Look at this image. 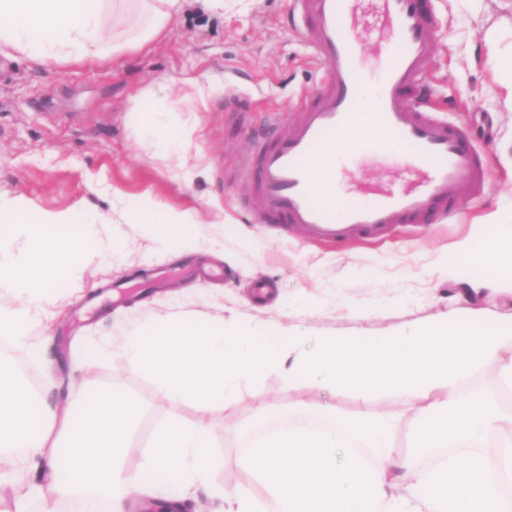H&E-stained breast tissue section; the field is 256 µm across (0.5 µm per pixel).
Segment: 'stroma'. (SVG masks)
<instances>
[{
    "label": "stroma",
    "instance_id": "35a3bbf8",
    "mask_svg": "<svg viewBox=\"0 0 512 512\" xmlns=\"http://www.w3.org/2000/svg\"><path fill=\"white\" fill-rule=\"evenodd\" d=\"M431 10L432 99L484 151L487 182L450 220L401 224L382 239L336 245L309 240L292 226L255 223L241 205L248 188L246 124L268 111L295 118L299 98L322 76L292 0H226L220 14L189 0L161 37L91 65L0 58L7 65L0 72V211L19 207L33 220L76 211L93 220L103 243L78 279L58 285L38 308V356L10 348L15 362L37 377L48 407L61 404L76 380L89 391L120 389L147 405L141 448L168 417L207 424L215 442L208 484L187 502L224 512L215 489L255 485L233 460L257 426L258 401H267L277 420L315 404L349 415L355 396L292 385L283 371L267 369L234 402L204 408L190 393L160 396L157 381L120 356L81 364L84 342L118 341L164 315L246 326L278 322L309 335L381 336L457 311L462 283L449 263L457 244L490 232L488 216L512 225V101L505 74L493 67L494 59L512 58V0H431ZM358 15L361 49L378 67L390 45L377 0H361ZM230 97L247 100L251 111H228ZM170 108L188 131L185 141L172 152L148 147L132 113ZM343 176L342 194L362 201L415 180L401 159L379 150L359 153ZM155 205L192 210L203 243L167 252L152 227L131 219ZM218 206L220 224L213 221ZM370 406L397 421V448L406 450L417 415L404 397L378 391ZM41 479L27 458H17L10 481L0 485V507L43 512V499L25 494Z\"/></svg>",
    "mask_w": 512,
    "mask_h": 512
}]
</instances>
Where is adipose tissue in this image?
Wrapping results in <instances>:
<instances>
[{
  "label": "adipose tissue",
  "mask_w": 512,
  "mask_h": 512,
  "mask_svg": "<svg viewBox=\"0 0 512 512\" xmlns=\"http://www.w3.org/2000/svg\"><path fill=\"white\" fill-rule=\"evenodd\" d=\"M186 0H0V48L33 63L48 59L86 61L103 56L107 16L135 12L137 23L120 42L136 50L158 38ZM154 144L174 148L187 132L173 112H141ZM136 223L156 225L164 245L184 249L201 231L192 211L146 208ZM14 228L24 249L13 254L0 234V282L18 303L0 309V332L28 346L32 312L60 282L76 278L80 259L94 256L99 241L79 213H46L38 221L16 214ZM465 265L491 269L489 285L512 294V257L502 232L461 242ZM128 364L156 378L163 396L193 395L204 404L234 398L245 377L263 368L284 370L289 383L313 381L353 392L360 405L352 417H332L321 428L296 423L267 432L237 459L263 490H224L226 512H512L505 488L512 484V412L489 400L461 402L465 378L498 365L512 390V325L474 311L395 329L387 336L305 335L278 325L248 332L221 322L188 324L176 319L143 326L115 344ZM11 358L0 357V479L11 474L15 449H24L46 485L30 494L54 500L92 490L125 512V458L137 450L139 403L114 390L75 392L63 411L49 413L16 377ZM395 390L419 406L408 453L392 443L394 421L376 418L370 394ZM213 446L210 430L168 418L157 430L146 469L185 490L204 482ZM454 447L438 465L423 454Z\"/></svg>",
  "instance_id": "1"
}]
</instances>
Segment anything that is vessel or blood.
Here are the masks:
<instances>
[{"label": "vessel or blood", "mask_w": 512, "mask_h": 512, "mask_svg": "<svg viewBox=\"0 0 512 512\" xmlns=\"http://www.w3.org/2000/svg\"><path fill=\"white\" fill-rule=\"evenodd\" d=\"M357 2L293 0L323 76L299 99L297 121L284 123L269 112L251 130L248 170L257 223L292 224L323 242L379 237L398 224L450 218L487 179L482 155L464 131L439 118L431 99L427 0H379L391 53L375 72L359 49ZM368 96L369 146L397 151L420 180L363 202L341 195L334 159L337 138L352 127Z\"/></svg>", "instance_id": "vessel-or-blood-1"}]
</instances>
